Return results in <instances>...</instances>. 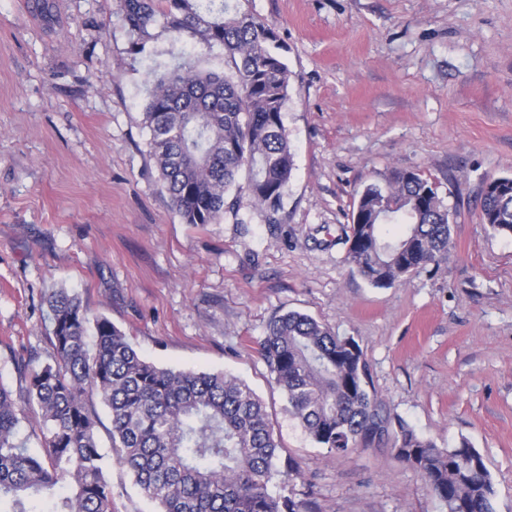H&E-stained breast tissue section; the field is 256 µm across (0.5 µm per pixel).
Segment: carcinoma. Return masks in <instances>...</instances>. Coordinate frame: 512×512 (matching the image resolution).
<instances>
[{"label": "carcinoma", "instance_id": "1", "mask_svg": "<svg viewBox=\"0 0 512 512\" xmlns=\"http://www.w3.org/2000/svg\"><path fill=\"white\" fill-rule=\"evenodd\" d=\"M137 40L163 23L172 39L224 49L228 72L180 57L147 76L144 123L161 185L185 224L237 216L241 194L272 213L293 170L283 123L291 74L275 30L216 0H122ZM362 223L351 224L348 263L388 287L448 257L450 210L418 172L366 185ZM481 221L512 234V195L482 198ZM50 361L23 364L18 393L0 383V512H114L110 462L97 444V395L111 414L115 463L158 512H315L276 497L280 446L262 401L222 372L184 371L148 361L104 316L65 290L47 299ZM259 353L288 410L321 448L344 456L390 446L419 471L445 512H494L492 475L467 440L439 448L391 416L375 397L364 354L351 337L297 311L271 319ZM38 410L41 451L20 437L19 404Z\"/></svg>", "mask_w": 512, "mask_h": 512}]
</instances>
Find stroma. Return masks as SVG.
<instances>
[{
  "label": "stroma",
  "mask_w": 512,
  "mask_h": 512,
  "mask_svg": "<svg viewBox=\"0 0 512 512\" xmlns=\"http://www.w3.org/2000/svg\"><path fill=\"white\" fill-rule=\"evenodd\" d=\"M274 27L291 74L294 166L276 223L186 224L143 124L145 77L171 55L224 72L222 48L139 44L121 0H0V382L50 359L46 298L78 295L148 360L224 372L264 403L317 512H445L390 447L336 457L288 411L259 355L299 311L360 345L377 398L438 447L468 440L512 512V234L483 224L485 181L512 177V0H228ZM420 171L451 210L446 262L388 288L348 264L358 191ZM115 512H156L108 472Z\"/></svg>",
  "instance_id": "stroma-1"
}]
</instances>
